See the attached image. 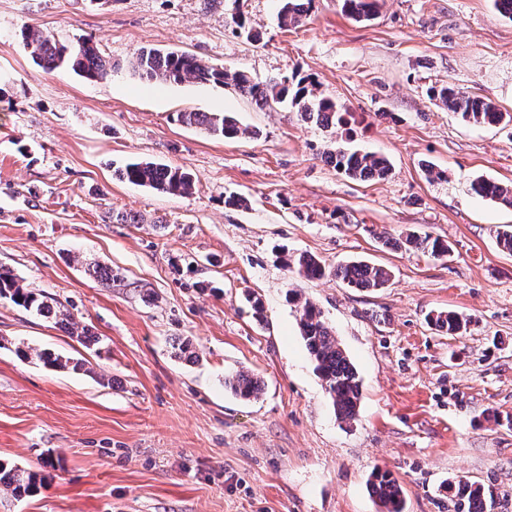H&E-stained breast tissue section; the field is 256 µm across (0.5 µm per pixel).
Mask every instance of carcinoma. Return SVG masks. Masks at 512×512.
<instances>
[{"mask_svg":"<svg viewBox=\"0 0 512 512\" xmlns=\"http://www.w3.org/2000/svg\"><path fill=\"white\" fill-rule=\"evenodd\" d=\"M313 0H280L278 23L284 29L303 24ZM345 13L356 21L370 20L376 13L377 0H342ZM24 45L30 50L34 63L46 71L66 67L76 75L98 81L112 76L118 64L112 62L89 40L75 46H66L42 30L24 28L20 32ZM129 65L133 72L147 81L182 83L192 81L201 84L223 86L232 83L238 91L251 99L261 109L280 104L288 105L290 111L300 115L303 121L324 128L345 123L344 113L335 100L315 91L314 82L307 78L292 76L279 80L259 82L245 71L233 73L214 65L203 58L178 51H163L155 47L142 46L136 50ZM430 97L438 100L450 112H455L469 123L497 125L504 114L495 105L477 96H469L449 86L429 88ZM182 125L200 129L215 139H235L248 134V129L223 112L185 111L176 114ZM327 158L337 170L351 179L361 182L378 181L390 173L386 158L358 150L337 149L327 153ZM121 181L176 196L187 197L193 193L195 174L187 167L171 166L152 160H136L115 171ZM471 191L478 197L495 200L512 207V186L477 178L471 183ZM385 245L420 251L434 257L445 256L449 246L429 234L409 232L404 237L389 238ZM296 267L299 276L314 280L326 275L325 266L314 256L304 254L289 261ZM333 275L350 288L378 291L391 279V271L377 264L352 260L339 264ZM0 298L22 306L38 314L46 313L56 320L65 331L72 330L69 315L50 306L44 296H38L24 288L8 272L0 271ZM436 329L450 336H461L467 332L470 319L454 311H439L432 315ZM300 334L315 364V370L325 384L338 419L350 422L355 419L361 396L362 383L356 367L345 349L336 340L335 332L324 319L322 311L309 300L301 303ZM43 364L77 372L84 363L79 359L41 351L35 353ZM224 387L243 399L257 398L263 391L262 382L253 374L238 371L224 379ZM10 491L11 496L21 500L38 489L37 475L16 465L0 462V489ZM369 489L378 501L381 512H403V492L399 481L388 470L378 469L371 474ZM448 491L456 498L462 512H488L494 501L486 495L484 488L468 479L448 484Z\"/></svg>","mask_w":512,"mask_h":512,"instance_id":"1","label":"carcinoma"}]
</instances>
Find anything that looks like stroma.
<instances>
[{
	"instance_id": "stroma-1",
	"label": "stroma",
	"mask_w": 512,
	"mask_h": 512,
	"mask_svg": "<svg viewBox=\"0 0 512 512\" xmlns=\"http://www.w3.org/2000/svg\"><path fill=\"white\" fill-rule=\"evenodd\" d=\"M279 0H0V270L71 316L0 300V459L36 472V495L0 491V512H380L368 480L389 470L405 512H457L445 485H482L512 512V208L474 196L512 184V123L464 122L428 90L448 85L512 114V19L494 0H378L372 20L314 0L278 24ZM244 15L260 41L234 31ZM31 26L92 39L120 68L88 81L44 71ZM150 45L255 80L306 76L346 114L342 129L260 109L233 85L147 83L128 67ZM224 112L235 140L174 122ZM385 156L359 182L325 160L336 145ZM185 166L191 196L114 176L132 159ZM445 171L428 180L423 163ZM235 193L245 207H227ZM410 231L448 243L434 258L385 246ZM386 265V288L297 277L285 256ZM111 268L103 287L88 268ZM260 298L257 322L251 298ZM320 308L356 365L362 398L341 422L299 333L298 299ZM469 316L450 336L431 312ZM98 344L84 347L76 331ZM192 344L193 359L177 355ZM84 360L45 367L20 346ZM264 383L245 401L224 387ZM471 191L478 197L495 200L512 207V186L477 178L471 183ZM224 387L243 399L258 398L263 391L261 380L245 371L226 377Z\"/></svg>"
}]
</instances>
